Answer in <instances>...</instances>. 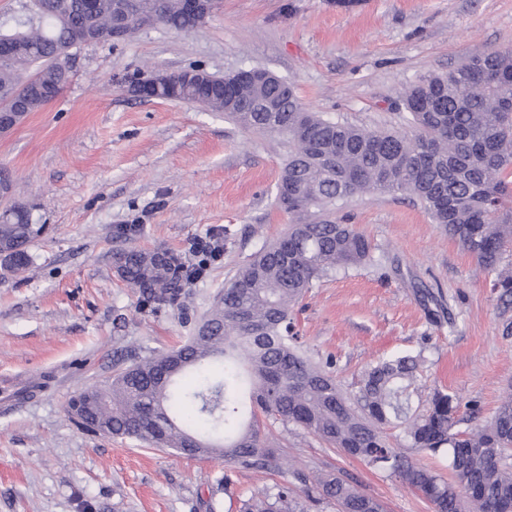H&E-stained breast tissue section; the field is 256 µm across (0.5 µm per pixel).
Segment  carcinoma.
Returning <instances> with one entry per match:
<instances>
[{
  "label": "carcinoma",
  "mask_w": 512,
  "mask_h": 512,
  "mask_svg": "<svg viewBox=\"0 0 512 512\" xmlns=\"http://www.w3.org/2000/svg\"><path fill=\"white\" fill-rule=\"evenodd\" d=\"M121 0H31L27 11L0 20V41L21 42L22 54L0 57V110L18 91L24 111L53 98L30 89L33 77L61 86L53 61L77 52L112 28ZM128 35L163 25L189 33L201 25L180 0H143ZM198 99L245 129L280 136L288 148L277 202L292 218L288 230L241 267L178 347L119 367L102 384L67 403L84 429L127 436L187 457L220 459L244 469L291 473L337 512H383L382 504L334 473L310 477L293 469L266 434L267 422L293 423L329 447L399 477L433 512H504L512 505V393L484 425L457 430L461 402L419 383L420 357L394 355L368 365L348 390L313 362L293 332L291 311L312 281L371 260L374 247L348 224L328 217L355 194L406 193L492 276L491 288L512 305V48L467 59L445 74H429L405 95L413 134L375 131L311 112L288 93L216 82ZM143 225L126 224L130 245L113 254L118 275L137 288L144 308L178 307L186 288L203 278L221 252L216 245L186 263L171 252L131 244ZM29 211L0 216V269L18 273L31 262L36 237ZM401 427L408 447L448 459L453 481L415 463L392 446L387 428ZM241 512H305L288 484L243 501Z\"/></svg>",
  "instance_id": "carcinoma-1"
}]
</instances>
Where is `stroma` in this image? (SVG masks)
Returning <instances> with one entry per match:
<instances>
[{
  "mask_svg": "<svg viewBox=\"0 0 512 512\" xmlns=\"http://www.w3.org/2000/svg\"><path fill=\"white\" fill-rule=\"evenodd\" d=\"M512 45V0H220L194 31L162 25L83 47L62 93L0 136V169L44 232L31 264L0 282V512H239L280 477L95 435L65 412L77 391L132 359L183 344L236 271L288 227L276 201L286 159L278 137L196 104L145 100L124 77L200 63L222 75L262 68L310 111L404 130L401 100L421 77ZM336 219L366 235L370 263L317 279L293 311L303 347L344 383L369 364L421 354L426 390L459 395L461 429L485 424L512 389V308L471 256L400 193H364ZM138 222L146 250L222 252L181 309L148 312L117 274L113 230ZM306 474L334 472L384 512H432L393 475L269 424Z\"/></svg>",
  "mask_w": 512,
  "mask_h": 512,
  "instance_id": "stroma-1",
  "label": "stroma"
}]
</instances>
